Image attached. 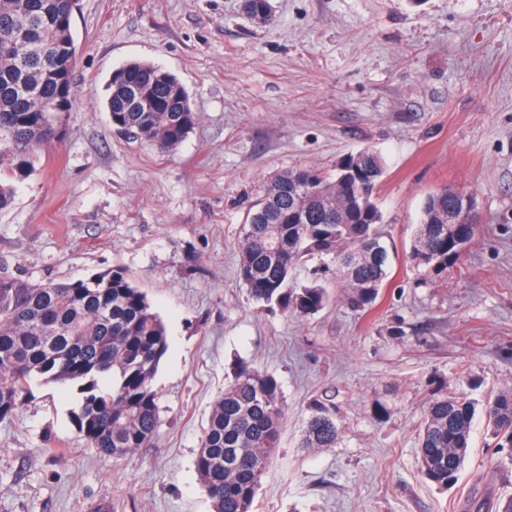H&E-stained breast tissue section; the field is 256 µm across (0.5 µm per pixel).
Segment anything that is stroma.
Listing matches in <instances>:
<instances>
[{
  "mask_svg": "<svg viewBox=\"0 0 512 512\" xmlns=\"http://www.w3.org/2000/svg\"><path fill=\"white\" fill-rule=\"evenodd\" d=\"M79 0L77 103L60 146L0 212V267L35 282L124 268L162 318L151 447L100 454L72 419L71 383L31 384L0 423V512H212L195 470L214 400L240 365L276 378L286 417L254 512H464L512 495V461L476 414L457 481L425 478L418 427L432 398L476 405L512 391V0ZM148 61L176 74L199 122L172 152L116 133L112 72ZM377 152L378 230L389 252L376 302L352 308L331 257L291 286L332 299L297 317L237 277L262 187L298 167L332 171ZM471 194L482 222L439 276L407 258L426 197ZM336 447H301L316 404Z\"/></svg>",
  "mask_w": 512,
  "mask_h": 512,
  "instance_id": "obj_1",
  "label": "stroma"
}]
</instances>
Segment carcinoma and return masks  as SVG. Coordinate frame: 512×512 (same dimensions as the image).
<instances>
[{"instance_id": "1", "label": "carcinoma", "mask_w": 512, "mask_h": 512, "mask_svg": "<svg viewBox=\"0 0 512 512\" xmlns=\"http://www.w3.org/2000/svg\"><path fill=\"white\" fill-rule=\"evenodd\" d=\"M77 0H0V210L35 172L39 154L60 141L61 99L75 109L73 70ZM246 14L274 21L270 0H244ZM104 107L114 128L160 153L174 150L198 121L173 73L132 61L113 71ZM131 111L120 112L118 108ZM381 157L366 149L336 163L334 173L301 167L263 188L244 225L239 280L250 296L293 315L328 304L327 288L288 287L303 259L330 256L348 288V303L375 302L387 278V250L376 226ZM457 197L426 198L409 258L435 275L460 260L476 224H450ZM168 349L165 326L147 295L121 268L76 281L32 283L0 271V422L14 417L30 384L72 382L81 394L73 414L79 434L115 459L148 448L160 417L153 379ZM474 404L462 396L428 403L418 434L423 475L440 489L465 460ZM285 416L280 385L246 365L213 403L195 468L214 512H253L261 477L279 448ZM498 448L512 449V392L485 407ZM339 429L321 405L312 409L305 448H334Z\"/></svg>"}]
</instances>
